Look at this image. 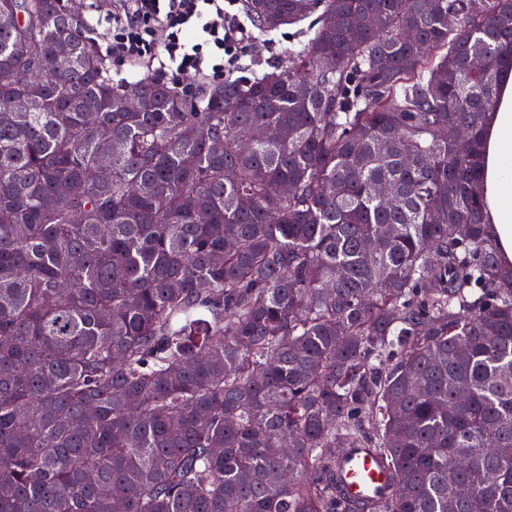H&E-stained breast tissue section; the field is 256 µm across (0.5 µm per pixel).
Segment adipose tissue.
<instances>
[{"label": "adipose tissue", "instance_id": "ef3b65f1", "mask_svg": "<svg viewBox=\"0 0 512 512\" xmlns=\"http://www.w3.org/2000/svg\"><path fill=\"white\" fill-rule=\"evenodd\" d=\"M484 222L502 263L512 264V72L498 88L485 125L481 158Z\"/></svg>", "mask_w": 512, "mask_h": 512}]
</instances>
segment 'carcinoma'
Instances as JSON below:
<instances>
[{
	"mask_svg": "<svg viewBox=\"0 0 512 512\" xmlns=\"http://www.w3.org/2000/svg\"><path fill=\"white\" fill-rule=\"evenodd\" d=\"M243 6L298 43L188 99L0 0V512H512V0ZM356 447L384 496L346 497ZM484 223L499 258L512 264V72L498 88V106L485 125L481 158Z\"/></svg>",
	"mask_w": 512,
	"mask_h": 512,
	"instance_id": "cac0c4a2",
	"label": "carcinoma"
}]
</instances>
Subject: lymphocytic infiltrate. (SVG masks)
<instances>
[{
  "label": "lymphocytic infiltrate",
  "instance_id": "f902f5d3",
  "mask_svg": "<svg viewBox=\"0 0 512 512\" xmlns=\"http://www.w3.org/2000/svg\"><path fill=\"white\" fill-rule=\"evenodd\" d=\"M240 0H112V23L127 29L125 40L108 45L144 74L204 75L210 66L208 46L224 48L254 39L238 9ZM166 35L163 44L146 47L140 31L144 26Z\"/></svg>",
  "mask_w": 512,
  "mask_h": 512
}]
</instances>
